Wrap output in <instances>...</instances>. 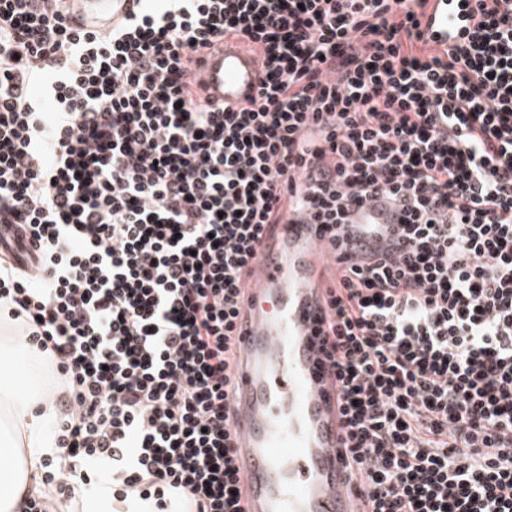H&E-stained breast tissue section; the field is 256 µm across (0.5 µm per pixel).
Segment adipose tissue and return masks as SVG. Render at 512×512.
<instances>
[{
	"label": "adipose tissue",
	"mask_w": 512,
	"mask_h": 512,
	"mask_svg": "<svg viewBox=\"0 0 512 512\" xmlns=\"http://www.w3.org/2000/svg\"><path fill=\"white\" fill-rule=\"evenodd\" d=\"M53 420L36 364L10 318L0 319V512H22L24 496L39 488L42 458L58 453Z\"/></svg>",
	"instance_id": "obj_1"
}]
</instances>
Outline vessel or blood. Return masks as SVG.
Returning a JSON list of instances; mask_svg holds the SVG:
<instances>
[{
	"label": "vessel or blood",
	"mask_w": 512,
	"mask_h": 512,
	"mask_svg": "<svg viewBox=\"0 0 512 512\" xmlns=\"http://www.w3.org/2000/svg\"><path fill=\"white\" fill-rule=\"evenodd\" d=\"M132 0H67L72 27L98 35ZM465 17L462 0H430L425 36L447 44ZM262 58L237 41L215 43L190 74L204 103L234 107L258 93ZM340 227L346 245L388 243L390 218L375 204ZM336 266L314 224H279L265 233L246 283L251 301L238 332L230 393L235 466L245 512H360L342 464L339 386L315 331Z\"/></svg>",
	"instance_id": "vessel-or-blood-1"
}]
</instances>
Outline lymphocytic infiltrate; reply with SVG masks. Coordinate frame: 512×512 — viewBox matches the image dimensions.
<instances>
[{"label": "lymphocytic infiltrate", "instance_id": "obj_1", "mask_svg": "<svg viewBox=\"0 0 512 512\" xmlns=\"http://www.w3.org/2000/svg\"><path fill=\"white\" fill-rule=\"evenodd\" d=\"M0 0V306L60 386L24 512L86 494L243 512L230 410L267 225L397 209L399 251L337 268L320 333L365 512H512V0L453 50L428 0H136L111 33ZM264 59L198 102L197 55ZM199 57L190 80L201 89L204 103L234 107L257 95L263 60L259 54L224 38Z\"/></svg>", "mask_w": 512, "mask_h": 512}]
</instances>
